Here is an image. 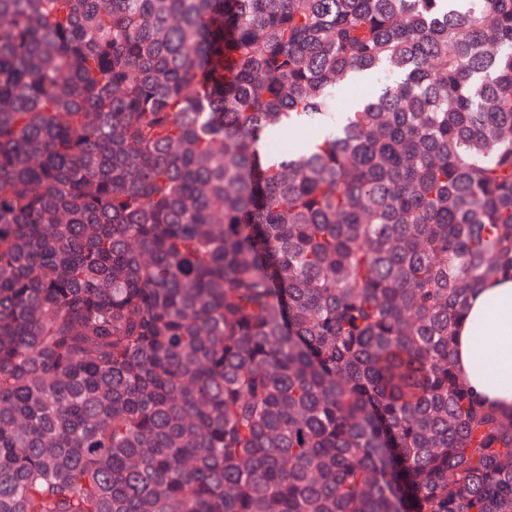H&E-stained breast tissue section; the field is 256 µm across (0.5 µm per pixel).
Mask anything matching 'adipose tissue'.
I'll list each match as a JSON object with an SVG mask.
<instances>
[{
	"label": "adipose tissue",
	"instance_id": "adipose-tissue-1",
	"mask_svg": "<svg viewBox=\"0 0 512 512\" xmlns=\"http://www.w3.org/2000/svg\"><path fill=\"white\" fill-rule=\"evenodd\" d=\"M485 337L473 344V326ZM453 362L460 381L485 405L512 413V279L486 280L469 298L457 327Z\"/></svg>",
	"mask_w": 512,
	"mask_h": 512
}]
</instances>
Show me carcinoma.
I'll return each instance as SVG.
<instances>
[{
    "label": "carcinoma",
    "instance_id": "1",
    "mask_svg": "<svg viewBox=\"0 0 512 512\" xmlns=\"http://www.w3.org/2000/svg\"><path fill=\"white\" fill-rule=\"evenodd\" d=\"M501 276L512 0H0V512H512ZM474 325L485 336L482 350L473 344ZM453 362L460 381L482 403L512 413V279L486 280L472 293L458 323Z\"/></svg>",
    "mask_w": 512,
    "mask_h": 512
}]
</instances>
